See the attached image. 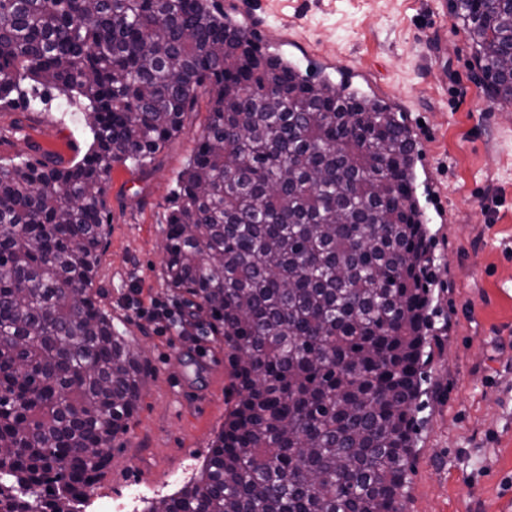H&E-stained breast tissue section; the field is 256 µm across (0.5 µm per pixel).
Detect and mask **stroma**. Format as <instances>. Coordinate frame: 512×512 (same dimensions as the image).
Returning a JSON list of instances; mask_svg holds the SVG:
<instances>
[{
    "label": "stroma",
    "instance_id": "obj_1",
    "mask_svg": "<svg viewBox=\"0 0 512 512\" xmlns=\"http://www.w3.org/2000/svg\"><path fill=\"white\" fill-rule=\"evenodd\" d=\"M269 51L320 60L323 77L359 73V86L406 112L420 197L430 223L434 285L423 425L408 473L406 512H512V112L488 96L472 48L443 0H216ZM207 96L146 165L114 164L108 235L96 270L102 307L149 367L138 409L89 489L112 500L138 487L150 501L179 491L171 472L199 476L235 395L223 340L199 356L176 332L127 310L175 297L163 276L166 219L177 180L207 118ZM92 142L83 112L44 103L0 107V162L65 168Z\"/></svg>",
    "mask_w": 512,
    "mask_h": 512
}]
</instances>
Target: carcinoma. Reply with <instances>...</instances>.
<instances>
[{"label":"carcinoma","mask_w":512,"mask_h":512,"mask_svg":"<svg viewBox=\"0 0 512 512\" xmlns=\"http://www.w3.org/2000/svg\"><path fill=\"white\" fill-rule=\"evenodd\" d=\"M450 9L512 102V0ZM30 82L83 99L93 142L69 168L0 164V512H79L128 430L147 368L93 288L106 186L201 90L164 274L224 337L236 399L198 479L147 512H405L431 264L405 113L210 0H0V104Z\"/></svg>","instance_id":"cac0c4a2"}]
</instances>
